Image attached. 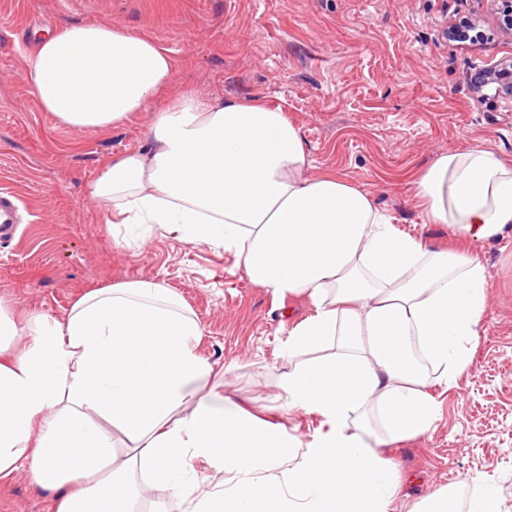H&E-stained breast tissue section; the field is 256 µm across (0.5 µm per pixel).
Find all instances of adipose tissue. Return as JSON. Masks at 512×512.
I'll list each match as a JSON object with an SVG mask.
<instances>
[{"label": "adipose tissue", "mask_w": 512, "mask_h": 512, "mask_svg": "<svg viewBox=\"0 0 512 512\" xmlns=\"http://www.w3.org/2000/svg\"><path fill=\"white\" fill-rule=\"evenodd\" d=\"M174 79L168 52L116 25L78 24L37 41L23 81L62 125L100 130L152 115L147 144L86 186L123 224L171 227L233 252L276 296L315 312L286 352L331 340L335 353L282 381L289 406L316 414L308 445L201 383L213 368L182 297L135 280L80 295L63 317H20L0 299V482L27 472L55 512H389L399 493L379 448L437 419L428 376L453 385L487 308L478 259L425 249L394 218L312 165L284 110L255 100L204 103ZM415 196L429 224L489 238L512 224V164L484 145L439 156ZM373 416L376 427L354 419ZM221 466L223 490L197 496L194 460Z\"/></svg>", "instance_id": "1"}]
</instances>
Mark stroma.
<instances>
[{
  "label": "stroma",
  "mask_w": 512,
  "mask_h": 512,
  "mask_svg": "<svg viewBox=\"0 0 512 512\" xmlns=\"http://www.w3.org/2000/svg\"><path fill=\"white\" fill-rule=\"evenodd\" d=\"M497 0H0V190L20 204L0 239V295L14 311L63 317L83 292L153 280L179 293L203 329L210 384L309 443L317 416L289 407L288 333L311 316L303 295L274 298L232 254L160 227H126L87 199L85 181L144 146L152 115L101 130L62 126L23 80L43 31L71 22L120 25L155 40L175 66L172 91L204 102L254 99L284 109L300 130L311 174L335 172L434 251L478 258L488 308L471 364L453 386L428 383L438 418L425 433L383 445L403 478L390 512L428 495L486 482L512 512V227L491 238L428 224L415 198L439 155L481 143L512 162V98L480 99L473 77L512 59ZM479 41L449 39L460 19ZM0 512H52V495L18 473L0 486Z\"/></svg>",
  "instance_id": "1"
}]
</instances>
